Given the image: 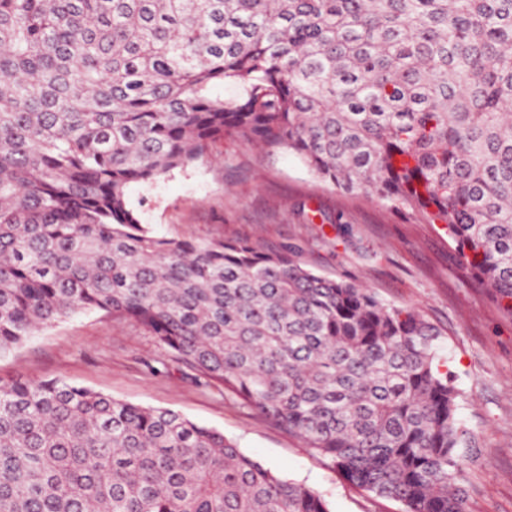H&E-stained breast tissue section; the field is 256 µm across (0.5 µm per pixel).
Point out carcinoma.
Instances as JSON below:
<instances>
[{
    "mask_svg": "<svg viewBox=\"0 0 512 512\" xmlns=\"http://www.w3.org/2000/svg\"><path fill=\"white\" fill-rule=\"evenodd\" d=\"M226 136L441 225L512 315V0H0V352L132 320L369 495L466 512L460 392L419 310L292 244L141 223L130 186ZM0 512L329 510L175 410L52 379L0 382Z\"/></svg>",
    "mask_w": 512,
    "mask_h": 512,
    "instance_id": "1",
    "label": "carcinoma"
}]
</instances>
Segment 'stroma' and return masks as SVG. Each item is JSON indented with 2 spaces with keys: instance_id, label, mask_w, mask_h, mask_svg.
<instances>
[{
  "instance_id": "35a3bbf8",
  "label": "stroma",
  "mask_w": 512,
  "mask_h": 512,
  "mask_svg": "<svg viewBox=\"0 0 512 512\" xmlns=\"http://www.w3.org/2000/svg\"><path fill=\"white\" fill-rule=\"evenodd\" d=\"M211 161L129 190L141 223L162 237L293 244L317 273L413 305L441 331L462 393L457 418L477 437L461 484L467 512H512V316L462 266L453 243L419 214L396 212L323 182L294 154L228 137ZM60 378L145 407L169 408L223 432L279 477L318 492L330 512H401L348 483L328 460L256 411L197 385L138 324L79 312L0 353V380Z\"/></svg>"
}]
</instances>
